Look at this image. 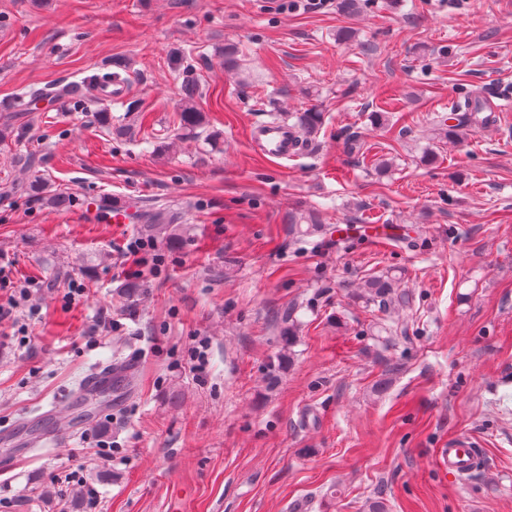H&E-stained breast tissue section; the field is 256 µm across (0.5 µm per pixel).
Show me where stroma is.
<instances>
[{"label": "stroma", "instance_id": "35a3bbf8", "mask_svg": "<svg viewBox=\"0 0 512 512\" xmlns=\"http://www.w3.org/2000/svg\"><path fill=\"white\" fill-rule=\"evenodd\" d=\"M340 2L0 0V105L120 63L129 91L105 105L133 129L42 100L21 142L0 145V181L25 179L35 151L73 199L0 192V303L31 281L39 309L26 342L0 320V425L39 431L50 407L87 421L29 455L0 445V512H68L54 476L78 466L100 512H367L377 497L389 512H512V0H367L354 15ZM188 83L207 123L178 139ZM471 89L495 122L432 145L435 114ZM314 104L325 124L291 159L251 142L270 114ZM105 197L181 213L189 237L159 276L125 260L137 230L112 223ZM375 224L406 225L416 248L373 239ZM308 227L317 249L298 251ZM389 271L409 302L384 312L365 283ZM132 279L134 302L118 291ZM73 280L87 291L70 301ZM128 359L131 385L76 397ZM102 431L120 448L108 466ZM459 436L483 464L452 482L436 457Z\"/></svg>", "mask_w": 512, "mask_h": 512}]
</instances>
